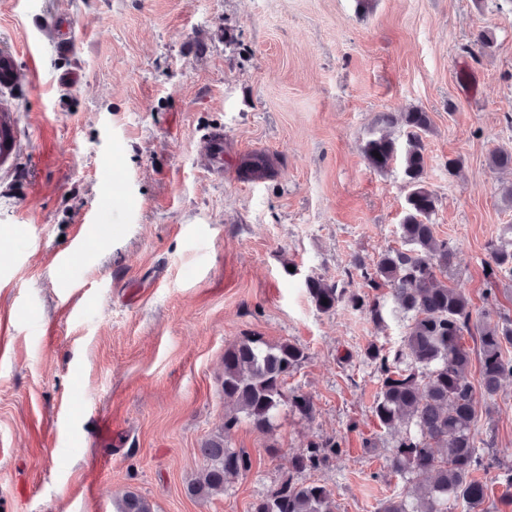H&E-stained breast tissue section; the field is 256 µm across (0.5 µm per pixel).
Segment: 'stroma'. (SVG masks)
<instances>
[{
    "label": "stroma",
    "mask_w": 512,
    "mask_h": 512,
    "mask_svg": "<svg viewBox=\"0 0 512 512\" xmlns=\"http://www.w3.org/2000/svg\"><path fill=\"white\" fill-rule=\"evenodd\" d=\"M15 2L0 0V53L18 68L0 85L18 145L0 161V512H115L128 492L155 512H252L321 439L342 448L312 480L337 512H377L397 479L387 446L364 445L380 429L361 354L403 327L320 312L306 279L343 280L354 257L400 247L403 169H370L361 147L379 113L420 109L431 222L456 248L448 283L474 312L489 293L512 313V281L483 269L512 225V177L488 166L512 150V0ZM481 30L495 53L468 52ZM213 131L224 155L207 160ZM254 154L270 174H249ZM79 231L96 248L76 249ZM244 336L305 348L287 386L313 418L224 430V352ZM478 407L484 510L512 512L498 479L512 466V378ZM218 433L251 469L199 500L186 486Z\"/></svg>",
    "instance_id": "1"
}]
</instances>
